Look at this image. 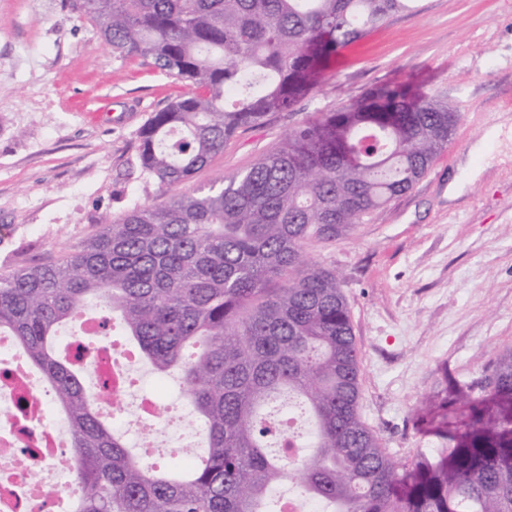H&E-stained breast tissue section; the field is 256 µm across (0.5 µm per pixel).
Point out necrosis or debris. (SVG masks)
<instances>
[{
	"instance_id": "obj_1",
	"label": "necrosis or debris",
	"mask_w": 512,
	"mask_h": 512,
	"mask_svg": "<svg viewBox=\"0 0 512 512\" xmlns=\"http://www.w3.org/2000/svg\"><path fill=\"white\" fill-rule=\"evenodd\" d=\"M99 313L80 320L69 343L71 358L89 367L103 407L133 401L136 424L159 431L169 419L155 397L133 398L128 373L112 359L114 343ZM13 337L0 335V512H68L74 467L68 441L49 422L51 392L36 382Z\"/></svg>"
}]
</instances>
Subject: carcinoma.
<instances>
[{
	"label": "carcinoma",
	"mask_w": 512,
	"mask_h": 512,
	"mask_svg": "<svg viewBox=\"0 0 512 512\" xmlns=\"http://www.w3.org/2000/svg\"><path fill=\"white\" fill-rule=\"evenodd\" d=\"M419 0H71L112 54L188 91L138 132L159 188L188 182L242 128L314 92L342 49ZM458 116L437 94L384 85L316 112L243 173L135 206L54 264L0 274V333L64 412L79 494L71 512H280L283 483L331 512H512V350L418 414L435 438L406 464L360 414L359 351L341 279L310 261L410 190ZM100 303L156 370L180 373L207 456L147 464L100 419L51 345ZM286 393L313 452L285 464L262 407Z\"/></svg>",
	"instance_id": "obj_1"
}]
</instances>
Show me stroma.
<instances>
[{"mask_svg": "<svg viewBox=\"0 0 512 512\" xmlns=\"http://www.w3.org/2000/svg\"><path fill=\"white\" fill-rule=\"evenodd\" d=\"M439 94L459 114L447 148L414 187L311 258L343 278L360 356V413L395 459L428 447L416 424L443 378L480 377L512 349V138L470 145L512 117V0H420L345 48L317 92L239 131L182 184L248 170L315 112L382 86ZM178 87L123 61L70 0H0V273L57 261L105 219L159 199L137 133Z\"/></svg>", "mask_w": 512, "mask_h": 512, "instance_id": "1", "label": "stroma"}]
</instances>
